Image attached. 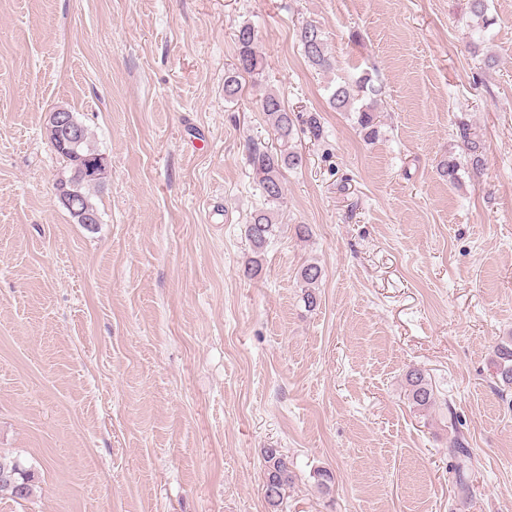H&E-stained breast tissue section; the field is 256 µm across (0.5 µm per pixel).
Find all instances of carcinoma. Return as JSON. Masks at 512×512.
Returning <instances> with one entry per match:
<instances>
[{"label": "carcinoma", "mask_w": 512, "mask_h": 512, "mask_svg": "<svg viewBox=\"0 0 512 512\" xmlns=\"http://www.w3.org/2000/svg\"><path fill=\"white\" fill-rule=\"evenodd\" d=\"M488 9V0H466L467 14L482 28L494 24V18L488 15ZM296 37L301 53L311 67L321 72L334 69V60L320 27L307 21L297 29ZM235 40L238 46L237 64L224 75V96L227 99H232L238 94L240 74L247 73L255 77L263 71L254 28L248 23L241 25L235 34ZM366 93L375 95L377 90L370 85V79L365 77L353 83L337 84L328 102L337 112L354 113L359 133L364 141L372 143L378 140L380 135V120L376 104L371 102L355 107V102ZM260 106L277 139L282 141V149L274 152L255 142L247 147V163L255 175L264 200V206L251 213L249 222L246 224V237L252 245L253 253L257 256L263 253L275 232L278 206L284 199L283 169L296 168L302 164V156L290 149L295 123L286 110L283 98L274 91H268L262 96ZM456 137L465 148L466 164L473 170H479L484 164V146L472 132L471 125L464 121L459 122L456 127ZM56 153L66 163L70 177L61 181V185L55 187V190L66 189L68 194L79 199L81 207L86 212L99 215L89 194V187L98 184L99 180L79 173L84 159L98 156L90 146L87 128L81 127L80 136L73 141L68 140L65 132H60ZM460 167L461 163L458 159L450 157L441 162L440 174L448 178L449 183L454 184L458 182ZM321 273V267L315 262L303 265L299 271V278L305 285L302 299L308 308H314L318 304L316 286ZM494 356L496 378L503 387L511 388L512 339L497 345ZM405 380L414 406L425 410L434 405L433 386L420 369L413 368L407 371ZM451 448L456 459L451 470L460 480L463 471L472 464V455L458 438L452 441ZM263 458L265 462L264 499L270 512H279L283 506L286 491L293 481L292 471L278 448L263 449ZM36 483L35 472L23 465L21 461L0 459V492L6 491L15 500L27 501L33 496Z\"/></svg>", "instance_id": "obj_1"}]
</instances>
